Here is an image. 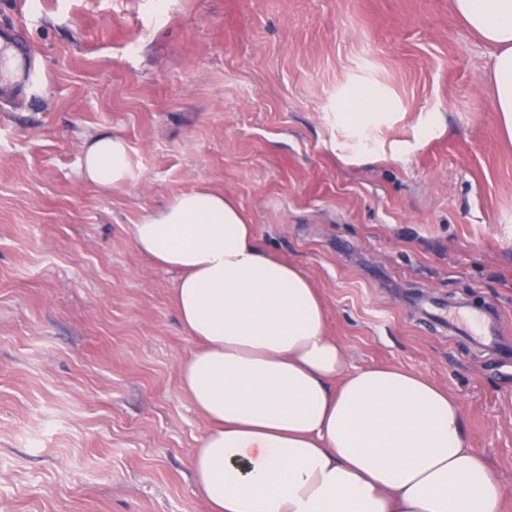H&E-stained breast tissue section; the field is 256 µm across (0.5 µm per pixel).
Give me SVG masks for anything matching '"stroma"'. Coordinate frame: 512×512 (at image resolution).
Here are the masks:
<instances>
[{
	"label": "stroma",
	"mask_w": 512,
	"mask_h": 512,
	"mask_svg": "<svg viewBox=\"0 0 512 512\" xmlns=\"http://www.w3.org/2000/svg\"><path fill=\"white\" fill-rule=\"evenodd\" d=\"M17 39L43 78L0 90V512H208L178 275L132 239L201 185L306 271L351 367L459 401L512 512V142L450 0L0 4ZM100 131L130 148L115 189L81 174ZM459 301L494 309L495 345L433 325Z\"/></svg>",
	"instance_id": "stroma-1"
}]
</instances>
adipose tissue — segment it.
Masks as SVG:
<instances>
[{
    "mask_svg": "<svg viewBox=\"0 0 512 512\" xmlns=\"http://www.w3.org/2000/svg\"><path fill=\"white\" fill-rule=\"evenodd\" d=\"M451 2L491 50L512 140V0ZM82 170L122 185L127 142L91 138ZM132 235L181 273L175 303L198 347L179 378L207 421L192 479L211 512H500L502 488L466 448L459 402L417 372L349 369L305 271L273 258L234 200L184 192Z\"/></svg>",
    "mask_w": 512,
    "mask_h": 512,
    "instance_id": "ef3b65f1",
    "label": "adipose tissue"
}]
</instances>
